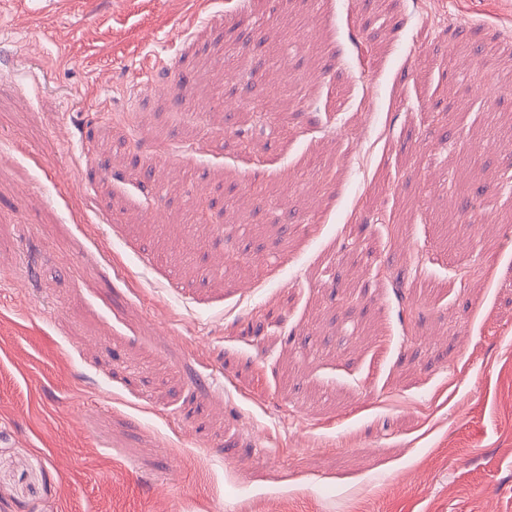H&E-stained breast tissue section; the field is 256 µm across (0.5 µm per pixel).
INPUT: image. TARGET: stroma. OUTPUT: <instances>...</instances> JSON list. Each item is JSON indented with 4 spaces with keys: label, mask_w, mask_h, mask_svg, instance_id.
I'll return each instance as SVG.
<instances>
[{
    "label": "stroma",
    "mask_w": 512,
    "mask_h": 512,
    "mask_svg": "<svg viewBox=\"0 0 512 512\" xmlns=\"http://www.w3.org/2000/svg\"><path fill=\"white\" fill-rule=\"evenodd\" d=\"M495 39L512 0H0V512H512Z\"/></svg>",
    "instance_id": "35a3bbf8"
}]
</instances>
